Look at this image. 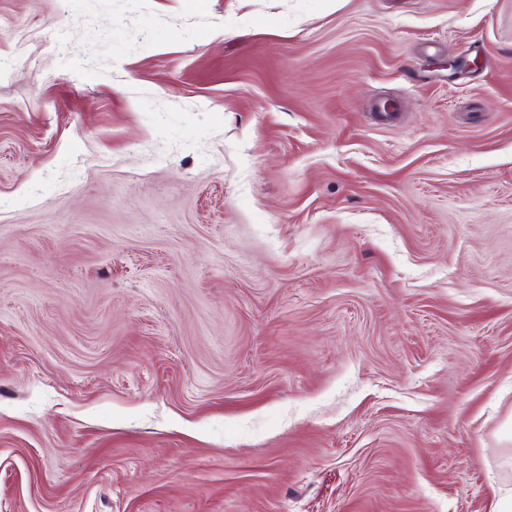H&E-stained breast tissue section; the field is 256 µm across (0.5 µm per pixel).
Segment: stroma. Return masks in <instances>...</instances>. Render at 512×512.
<instances>
[{"label":"stroma","mask_w":512,"mask_h":512,"mask_svg":"<svg viewBox=\"0 0 512 512\" xmlns=\"http://www.w3.org/2000/svg\"><path fill=\"white\" fill-rule=\"evenodd\" d=\"M512 492V0H0V512Z\"/></svg>","instance_id":"stroma-1"}]
</instances>
